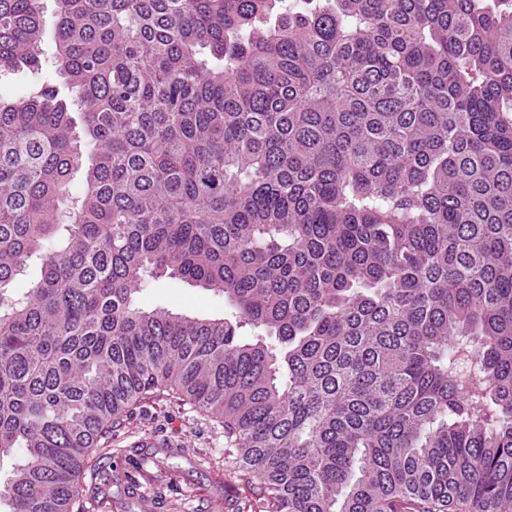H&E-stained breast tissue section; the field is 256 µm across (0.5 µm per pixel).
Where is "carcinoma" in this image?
I'll return each instance as SVG.
<instances>
[{
	"mask_svg": "<svg viewBox=\"0 0 512 512\" xmlns=\"http://www.w3.org/2000/svg\"><path fill=\"white\" fill-rule=\"evenodd\" d=\"M46 29L0 0V71ZM52 33L63 85L0 101L10 512H79L161 395L257 512H512V0H58ZM163 277L235 320L138 307Z\"/></svg>",
	"mask_w": 512,
	"mask_h": 512,
	"instance_id": "1",
	"label": "carcinoma"
}]
</instances>
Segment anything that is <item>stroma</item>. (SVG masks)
<instances>
[{
  "instance_id": "stroma-1",
  "label": "stroma",
  "mask_w": 512,
  "mask_h": 512,
  "mask_svg": "<svg viewBox=\"0 0 512 512\" xmlns=\"http://www.w3.org/2000/svg\"><path fill=\"white\" fill-rule=\"evenodd\" d=\"M54 52L53 38L45 37L39 73H0V98H21L35 75H53ZM136 302L200 318L231 311L223 295L171 278L152 280ZM225 448L223 428L209 418L168 398L146 401L101 439L81 479L84 510L250 512L256 491L225 464Z\"/></svg>"
}]
</instances>
